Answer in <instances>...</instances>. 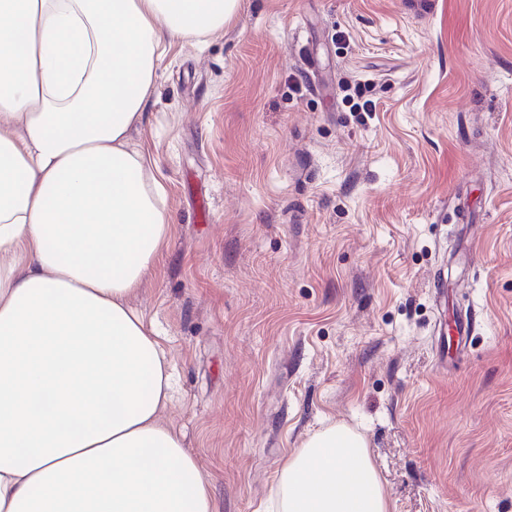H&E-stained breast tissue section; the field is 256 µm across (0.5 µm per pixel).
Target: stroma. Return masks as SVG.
<instances>
[{
    "instance_id": "obj_1",
    "label": "stroma",
    "mask_w": 512,
    "mask_h": 512,
    "mask_svg": "<svg viewBox=\"0 0 512 512\" xmlns=\"http://www.w3.org/2000/svg\"><path fill=\"white\" fill-rule=\"evenodd\" d=\"M139 137L171 233L134 305L218 512L333 424L391 512H512V0H238Z\"/></svg>"
}]
</instances>
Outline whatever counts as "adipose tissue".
I'll return each mask as SVG.
<instances>
[{
	"instance_id": "adipose-tissue-1",
	"label": "adipose tissue",
	"mask_w": 512,
	"mask_h": 512,
	"mask_svg": "<svg viewBox=\"0 0 512 512\" xmlns=\"http://www.w3.org/2000/svg\"><path fill=\"white\" fill-rule=\"evenodd\" d=\"M237 0H0V512H217L164 420L171 374L133 307L166 191L132 137L167 43ZM278 512H391L337 424L286 463Z\"/></svg>"
}]
</instances>
